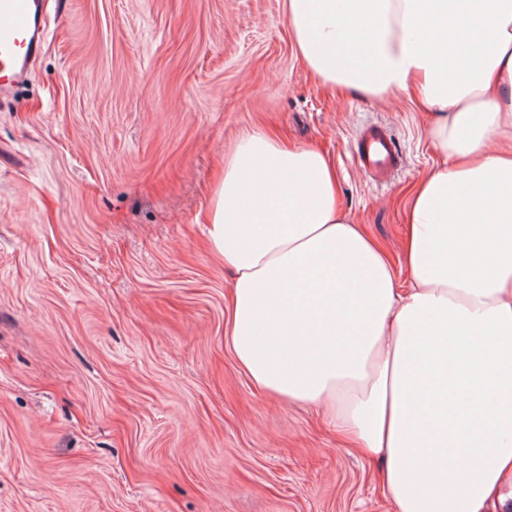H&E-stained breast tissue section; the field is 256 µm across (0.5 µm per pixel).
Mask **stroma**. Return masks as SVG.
I'll list each match as a JSON object with an SVG mask.
<instances>
[{"mask_svg": "<svg viewBox=\"0 0 512 512\" xmlns=\"http://www.w3.org/2000/svg\"><path fill=\"white\" fill-rule=\"evenodd\" d=\"M0 98V512H395L380 459L259 390L224 334L233 274L201 219L247 128L331 159L399 284L414 183L440 158L406 95L320 84L283 0H44ZM392 134L386 183L357 162ZM357 159L361 169L375 181L387 179L399 163L396 145L381 127H370L360 134Z\"/></svg>", "mask_w": 512, "mask_h": 512, "instance_id": "obj_1", "label": "stroma"}]
</instances>
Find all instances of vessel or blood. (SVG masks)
Wrapping results in <instances>:
<instances>
[{
	"label": "vessel or blood",
	"instance_id": "b4317fda",
	"mask_svg": "<svg viewBox=\"0 0 512 512\" xmlns=\"http://www.w3.org/2000/svg\"><path fill=\"white\" fill-rule=\"evenodd\" d=\"M42 0H0V94L26 80L46 40ZM358 163L375 181L397 168V148L387 131L365 129L359 137Z\"/></svg>",
	"mask_w": 512,
	"mask_h": 512
}]
</instances>
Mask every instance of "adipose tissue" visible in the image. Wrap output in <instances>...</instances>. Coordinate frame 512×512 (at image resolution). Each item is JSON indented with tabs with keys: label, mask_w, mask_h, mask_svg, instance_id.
<instances>
[{
	"label": "adipose tissue",
	"mask_w": 512,
	"mask_h": 512,
	"mask_svg": "<svg viewBox=\"0 0 512 512\" xmlns=\"http://www.w3.org/2000/svg\"><path fill=\"white\" fill-rule=\"evenodd\" d=\"M322 84L414 93L442 165L412 196L400 287L338 208L315 149L261 129L206 216L233 272L231 349L253 383L383 456L395 512L512 503V0H284Z\"/></svg>",
	"instance_id": "obj_1"
}]
</instances>
